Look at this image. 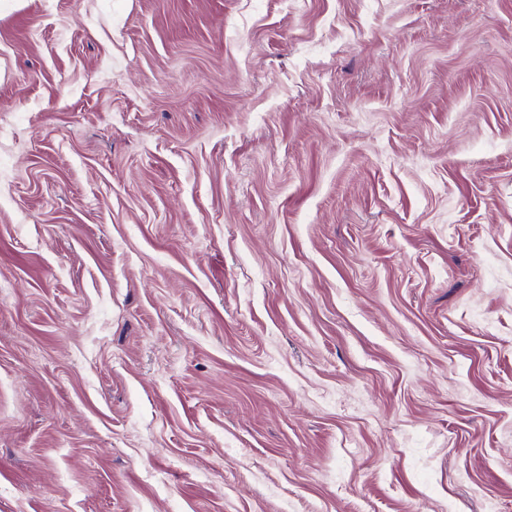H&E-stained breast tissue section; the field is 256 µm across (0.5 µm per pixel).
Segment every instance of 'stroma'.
Listing matches in <instances>:
<instances>
[{
  "instance_id": "stroma-1",
  "label": "stroma",
  "mask_w": 512,
  "mask_h": 512,
  "mask_svg": "<svg viewBox=\"0 0 512 512\" xmlns=\"http://www.w3.org/2000/svg\"><path fill=\"white\" fill-rule=\"evenodd\" d=\"M0 512H512V0H0Z\"/></svg>"
}]
</instances>
